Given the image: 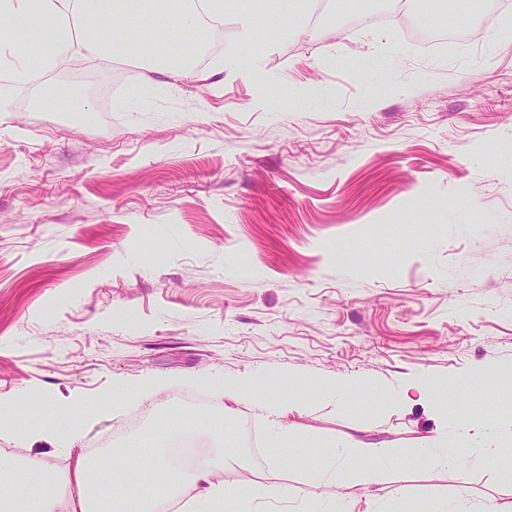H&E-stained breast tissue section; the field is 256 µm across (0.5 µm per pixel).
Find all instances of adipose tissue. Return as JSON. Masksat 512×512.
Returning a JSON list of instances; mask_svg holds the SVG:
<instances>
[{"label":"adipose tissue","mask_w":512,"mask_h":512,"mask_svg":"<svg viewBox=\"0 0 512 512\" xmlns=\"http://www.w3.org/2000/svg\"><path fill=\"white\" fill-rule=\"evenodd\" d=\"M216 20L224 17V0H0V18L8 20V34L0 35V75L24 84L34 75L57 66L69 55L80 53L90 57L123 58L134 56L147 62L150 71L185 66L184 50L167 35L177 27L195 31L202 17ZM74 19L82 26L97 20H149L157 35L148 44L116 37L102 40L92 35L66 36L50 53L35 55L36 44L49 30L59 28L62 21ZM220 392L233 399L249 397L259 408L275 414L277 421L273 442L276 452L270 456V467L284 461H296L297 454L288 440L290 427L286 417L295 398L271 400L265 388L253 381L225 382ZM431 439L413 449L412 464L425 467L445 466L458 476H465L474 458L484 465L495 466L498 451L477 449L472 445L445 449L443 454L431 452ZM240 448H212L187 468L162 461L154 449H147L148 471L158 477L162 493H148L142 481L131 474L121 451H113L107 459L111 483H104L97 468L87 456H78L73 470L57 473L48 470L41 455L28 457L22 464L0 459V512H169L173 503H182L185 512H223L228 495L222 475L225 466L243 457ZM389 453L384 448H365L353 442L343 448H328L320 462L313 464V477L304 486L270 484L249 489L237 499V512H258V498H305L319 502L323 512H356L363 487L379 484Z\"/></svg>","instance_id":"ef3b65f1"}]
</instances>
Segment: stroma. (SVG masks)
Masks as SVG:
<instances>
[{
  "mask_svg": "<svg viewBox=\"0 0 512 512\" xmlns=\"http://www.w3.org/2000/svg\"><path fill=\"white\" fill-rule=\"evenodd\" d=\"M370 0H262L285 29L249 54L233 12L199 73L144 74L134 58L60 67L86 115L0 86V448L20 463L77 454L184 407L183 427L246 448L241 490L297 486L319 451L392 449L378 512H476L512 496V0L456 20L467 39L424 47ZM448 390L445 413L399 398L410 379ZM149 378L164 388L136 398ZM317 385L288 417L304 459L270 469L271 417L225 380ZM374 394L337 401L339 380ZM131 402L100 409L113 389ZM32 396L79 405L71 444L15 429ZM447 427L499 449L466 480L408 464Z\"/></svg>",
  "mask_w": 512,
  "mask_h": 512,
  "instance_id": "stroma-1",
  "label": "stroma"
}]
</instances>
